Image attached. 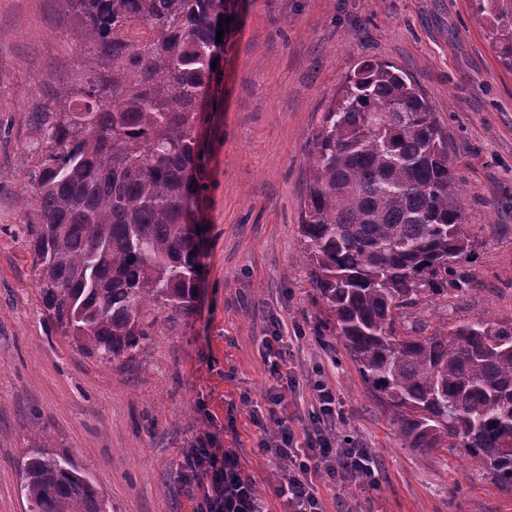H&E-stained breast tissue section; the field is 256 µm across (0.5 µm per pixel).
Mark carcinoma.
<instances>
[{"label": "carcinoma", "mask_w": 512, "mask_h": 512, "mask_svg": "<svg viewBox=\"0 0 512 512\" xmlns=\"http://www.w3.org/2000/svg\"><path fill=\"white\" fill-rule=\"evenodd\" d=\"M512 72V0H469ZM112 76L63 89L45 112L28 224L48 319L110 361L150 336L159 303L191 314L205 191L198 134L233 0H68ZM300 234L328 324L404 447L464 450L512 494V323L476 319L400 336L408 309L463 291L471 252L452 201L448 139L414 82L365 60L326 109L308 157ZM29 512H107L71 461L26 450Z\"/></svg>", "instance_id": "obj_1"}]
</instances>
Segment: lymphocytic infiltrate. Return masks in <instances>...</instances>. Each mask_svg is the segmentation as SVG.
I'll use <instances>...</instances> for the list:
<instances>
[{
	"label": "lymphocytic infiltrate",
	"mask_w": 512,
	"mask_h": 512,
	"mask_svg": "<svg viewBox=\"0 0 512 512\" xmlns=\"http://www.w3.org/2000/svg\"><path fill=\"white\" fill-rule=\"evenodd\" d=\"M264 347L269 371L279 385L269 401L280 406L286 391L298 388L299 381L294 371L283 367L286 345L280 332L265 337ZM309 389L312 404L306 425L298 430L287 419L273 417L274 437L261 445L263 451L287 465L288 474L275 493L284 498L288 512H324L316 489L321 477L346 485L367 481L375 469L367 449L339 440L336 425L342 414L330 382L319 377L310 381ZM180 477L200 490V512H263L255 483L244 475L237 455L214 448L211 438L198 439L188 449Z\"/></svg>",
	"instance_id": "f902f5d3"
}]
</instances>
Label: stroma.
<instances>
[{
    "instance_id": "1",
    "label": "stroma",
    "mask_w": 512,
    "mask_h": 512,
    "mask_svg": "<svg viewBox=\"0 0 512 512\" xmlns=\"http://www.w3.org/2000/svg\"><path fill=\"white\" fill-rule=\"evenodd\" d=\"M224 40L221 103L201 128L203 277L191 314L156 307L152 336L109 362L83 354L46 317L26 224L39 112L101 70L66 0H0V512H28L25 450L41 436L103 493L108 512H194L179 472L203 435L234 450L264 512H286L285 471L260 452L276 380L262 339L280 325L300 386L282 416L307 423L322 370L343 412L337 432L368 449L373 485L317 482L325 512H512L467 456L417 455L396 435L327 324L298 225L308 154L325 111L363 60L390 63L424 94L448 136L454 198L473 257L466 293L410 310L402 329L512 321V73L469 0H237Z\"/></svg>"
}]
</instances>
